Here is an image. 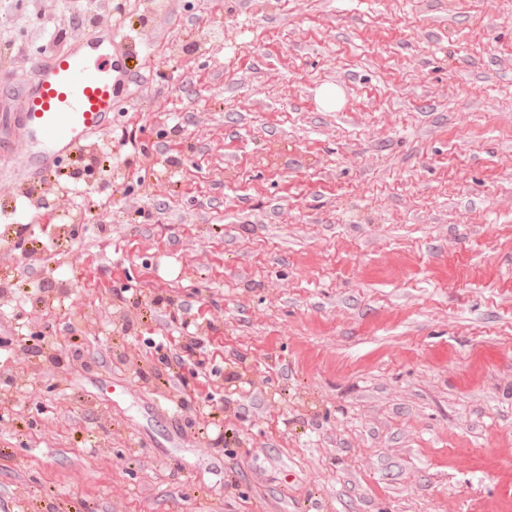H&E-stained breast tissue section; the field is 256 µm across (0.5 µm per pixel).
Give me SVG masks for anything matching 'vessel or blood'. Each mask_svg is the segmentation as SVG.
<instances>
[{
    "label": "vessel or blood",
    "instance_id": "vessel-or-blood-1",
    "mask_svg": "<svg viewBox=\"0 0 512 512\" xmlns=\"http://www.w3.org/2000/svg\"><path fill=\"white\" fill-rule=\"evenodd\" d=\"M112 32L111 24H99L89 36L39 57L28 82L14 92L15 108L0 114V154L36 140L49 147L28 159L29 181L41 180L57 162L89 146L109 124L140 58L129 38L113 39Z\"/></svg>",
    "mask_w": 512,
    "mask_h": 512
}]
</instances>
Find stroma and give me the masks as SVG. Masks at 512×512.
<instances>
[{
    "label": "stroma",
    "mask_w": 512,
    "mask_h": 512,
    "mask_svg": "<svg viewBox=\"0 0 512 512\" xmlns=\"http://www.w3.org/2000/svg\"><path fill=\"white\" fill-rule=\"evenodd\" d=\"M76 5L0 0L12 85ZM126 18L79 187L0 161V512H512V0ZM205 347L202 346L200 341H191L187 344L173 345L170 343L168 352L172 355V358L168 354H163L159 360L164 365L166 375L168 376V381L164 380V384L172 385L173 387H177L178 384H183L185 386V382H183L182 375L176 371L178 367L181 366L184 361L183 356L180 354L181 352H188L189 354H194L195 349H200L203 351Z\"/></svg>",
    "instance_id": "1"
}]
</instances>
